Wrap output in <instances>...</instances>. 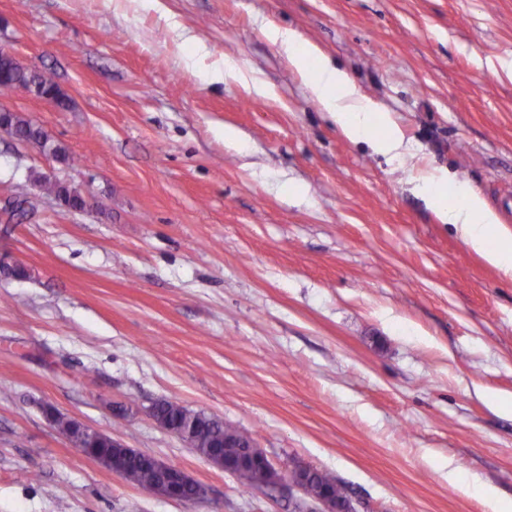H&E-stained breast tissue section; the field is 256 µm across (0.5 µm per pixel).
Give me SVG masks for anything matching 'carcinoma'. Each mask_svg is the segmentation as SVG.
<instances>
[{
    "label": "carcinoma",
    "mask_w": 512,
    "mask_h": 512,
    "mask_svg": "<svg viewBox=\"0 0 512 512\" xmlns=\"http://www.w3.org/2000/svg\"><path fill=\"white\" fill-rule=\"evenodd\" d=\"M54 87H56V82L52 75L24 70L13 60L0 58V94L15 91L36 94ZM10 121L28 142L42 149L53 150L65 164L72 161L67 149L56 142L43 127L14 112L10 115ZM32 179L49 196L57 195L64 189L62 182L50 180L43 175H34ZM158 416L172 426L192 428L194 439L189 442V446L192 448H210L228 441L235 444V447L225 449V453L229 455H238L249 451L247 448L250 442L249 436L216 418L190 410L175 401L159 402ZM124 466L125 478L134 484L143 486L157 481L155 472L139 457L126 459ZM310 482L316 487L336 488V499L338 500L343 499L346 495L344 487L328 472L315 470Z\"/></svg>",
    "instance_id": "1"
}]
</instances>
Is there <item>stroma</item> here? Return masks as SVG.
<instances>
[{
	"label": "stroma",
	"instance_id": "35a3bbf8",
	"mask_svg": "<svg viewBox=\"0 0 512 512\" xmlns=\"http://www.w3.org/2000/svg\"><path fill=\"white\" fill-rule=\"evenodd\" d=\"M161 3L0 0V45L69 105L0 102L73 158L0 135V210L23 207L0 213V257L31 271L0 274V512H293L161 427L164 399L330 472L358 512H492L474 485L512 505V279L412 192L411 168L346 138L267 35L317 46L512 236V78L495 69L512 0ZM194 38L209 54L190 68ZM227 56L272 94L211 80ZM33 172L97 210L61 209ZM48 406L205 498L129 483Z\"/></svg>",
	"mask_w": 512,
	"mask_h": 512
}]
</instances>
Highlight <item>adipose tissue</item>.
Instances as JSON below:
<instances>
[{"mask_svg": "<svg viewBox=\"0 0 512 512\" xmlns=\"http://www.w3.org/2000/svg\"><path fill=\"white\" fill-rule=\"evenodd\" d=\"M302 76L311 96L329 113L340 131L350 140L368 141L377 152L405 163L414 158V147L406 141L390 113L362 95L347 75L321 51L290 29L269 33ZM416 188L426 197L443 223L454 225L460 237L504 276L512 279V243L498 241L493 229L495 212L470 183L452 179L442 169L418 168Z\"/></svg>", "mask_w": 512, "mask_h": 512, "instance_id": "obj_1", "label": "adipose tissue"}]
</instances>
